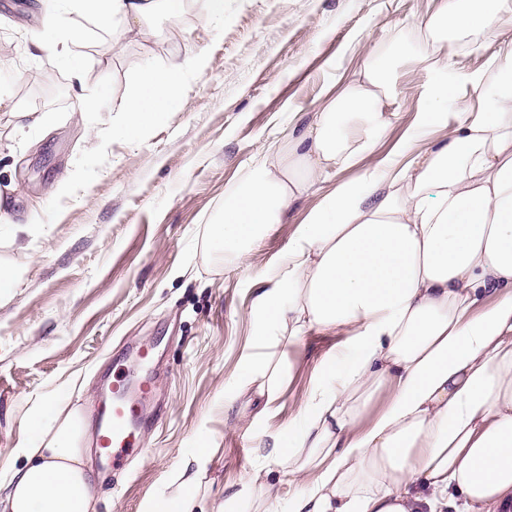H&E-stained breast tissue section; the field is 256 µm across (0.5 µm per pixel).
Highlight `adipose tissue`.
Here are the masks:
<instances>
[{
  "instance_id": "ef3b65f1",
  "label": "adipose tissue",
  "mask_w": 512,
  "mask_h": 512,
  "mask_svg": "<svg viewBox=\"0 0 512 512\" xmlns=\"http://www.w3.org/2000/svg\"><path fill=\"white\" fill-rule=\"evenodd\" d=\"M35 51L67 58L48 38L74 9L116 38L152 37L160 10L183 0H40ZM512 0H437L421 46L424 107L396 152L376 150L397 120L388 57L327 90L280 151L266 148L209 228L213 247L244 257L291 204L336 169L374 157L365 176L336 181L298 224L283 262L253 301L255 352L242 388L265 404L287 375L275 349L309 331L343 336L300 409L302 431L273 437L268 461L288 475V512H512ZM483 38L484 68L459 76L452 47ZM188 62L139 76L124 131L138 137L181 102ZM447 128L446 141L432 133ZM12 454L0 512H94L81 446L86 420L39 406ZM151 512H195L196 473Z\"/></svg>"
}]
</instances>
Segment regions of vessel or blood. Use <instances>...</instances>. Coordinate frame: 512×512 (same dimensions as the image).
Returning a JSON list of instances; mask_svg holds the SVG:
<instances>
[{"instance_id": "obj_1", "label": "vessel or blood", "mask_w": 512, "mask_h": 512, "mask_svg": "<svg viewBox=\"0 0 512 512\" xmlns=\"http://www.w3.org/2000/svg\"><path fill=\"white\" fill-rule=\"evenodd\" d=\"M112 393L111 418L99 435V446L107 455L113 449L131 447L133 430L149 410V393L144 386L132 389L120 384L113 388Z\"/></svg>"}]
</instances>
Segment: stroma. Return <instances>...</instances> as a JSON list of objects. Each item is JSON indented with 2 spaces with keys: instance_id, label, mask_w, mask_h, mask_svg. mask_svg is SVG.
Masks as SVG:
<instances>
[{
  "instance_id": "obj_1",
  "label": "stroma",
  "mask_w": 512,
  "mask_h": 512,
  "mask_svg": "<svg viewBox=\"0 0 512 512\" xmlns=\"http://www.w3.org/2000/svg\"><path fill=\"white\" fill-rule=\"evenodd\" d=\"M184 9L186 21L153 16L147 42L113 39L67 13L60 32L77 40L65 63L29 50L42 29L38 0H0V84L12 91L0 109V262L24 272L0 295V480L32 408L52 401L87 418L96 512H149L174 493L175 472L202 439L207 512H248L246 500L225 499L262 469L272 512H288V484L261 449L301 429L315 370L339 338L312 331L284 348L293 382L272 405L238 395L237 384L257 279L279 266L321 196L297 201L243 261L210 248L209 226L267 144L289 121L311 123L325 89L359 70L369 50L419 52L434 2L225 0L220 18L201 0ZM174 54L195 62L182 106L126 137L140 71ZM426 79L422 63L398 67L390 109L399 119L379 154L408 131ZM36 95L55 114L53 129L18 128ZM30 222L33 234L14 233ZM127 377L150 381L156 411L115 470L101 461L98 429L113 384Z\"/></svg>"
}]
</instances>
